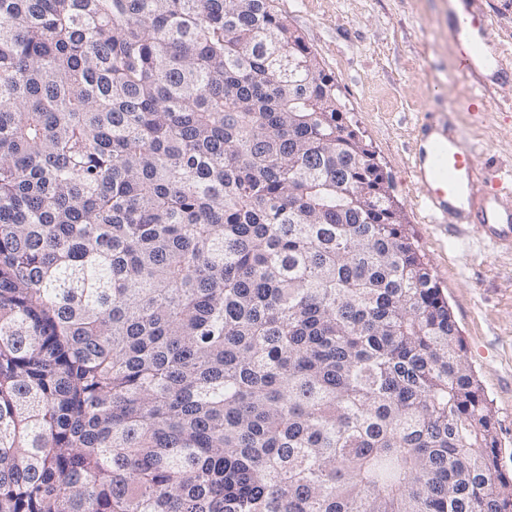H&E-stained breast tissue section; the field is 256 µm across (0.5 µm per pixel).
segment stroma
<instances>
[{
  "label": "stroma",
  "instance_id": "stroma-1",
  "mask_svg": "<svg viewBox=\"0 0 512 512\" xmlns=\"http://www.w3.org/2000/svg\"><path fill=\"white\" fill-rule=\"evenodd\" d=\"M490 15L487 50L512 67V0H480ZM336 83L375 154L408 232L456 320L469 363L498 419L499 465L512 476V255L448 237L416 206L409 175L422 113L447 112L463 141L501 175L512 173V79L471 90L448 32V0H273Z\"/></svg>",
  "mask_w": 512,
  "mask_h": 512
}]
</instances>
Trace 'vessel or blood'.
I'll use <instances>...</instances> for the list:
<instances>
[{
    "label": "vessel or blood",
    "mask_w": 512,
    "mask_h": 512,
    "mask_svg": "<svg viewBox=\"0 0 512 512\" xmlns=\"http://www.w3.org/2000/svg\"><path fill=\"white\" fill-rule=\"evenodd\" d=\"M473 2L458 0L450 8L448 29L459 45L458 69L476 86L488 68V21L473 10ZM413 154L409 173L424 190L418 207L426 218L442 225L450 237L474 233L498 251L512 254V205L503 203L504 197H512V178L491 177L489 164L479 160L441 112L422 114ZM486 181L492 191L480 190Z\"/></svg>",
    "instance_id": "1"
}]
</instances>
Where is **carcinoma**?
Returning a JSON list of instances; mask_svg holds the SVG:
<instances>
[{"label": "carcinoma", "mask_w": 512, "mask_h": 512, "mask_svg": "<svg viewBox=\"0 0 512 512\" xmlns=\"http://www.w3.org/2000/svg\"><path fill=\"white\" fill-rule=\"evenodd\" d=\"M293 35L270 0H0V512H512Z\"/></svg>", "instance_id": "cac0c4a2"}]
</instances>
